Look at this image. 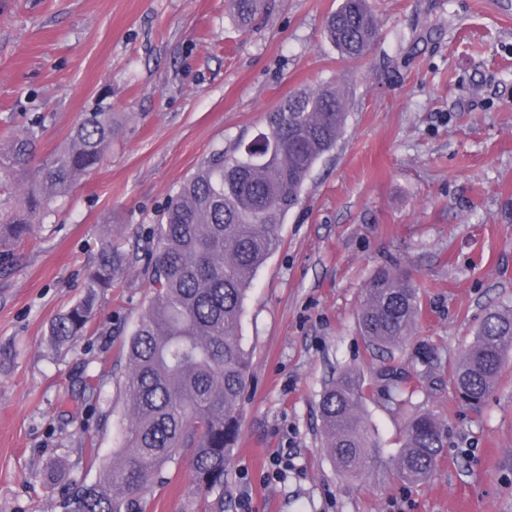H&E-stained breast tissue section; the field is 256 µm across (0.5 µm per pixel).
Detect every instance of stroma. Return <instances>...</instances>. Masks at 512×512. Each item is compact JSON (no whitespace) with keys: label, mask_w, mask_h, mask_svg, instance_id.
Masks as SVG:
<instances>
[{"label":"stroma","mask_w":512,"mask_h":512,"mask_svg":"<svg viewBox=\"0 0 512 512\" xmlns=\"http://www.w3.org/2000/svg\"><path fill=\"white\" fill-rule=\"evenodd\" d=\"M374 47L342 60L324 30L339 0H269L247 29L227 0H0V138L46 118L38 157L80 113L111 105L103 164L0 260V512H55L66 484L98 483L129 424L125 347L153 296L131 269L96 301L74 349L51 322L84 293L101 238L149 247L182 181L217 149L265 128L289 93L333 83L348 102L281 247L256 273L241 323L252 368L224 512H512V351L480 403L454 373L486 313L512 309V0H372ZM411 276L421 302L402 349L362 336L376 269ZM363 382L377 448L368 476L340 474L320 394L343 369ZM399 381L402 402L388 397ZM447 439L430 480L394 459L412 414ZM288 449L292 465L274 475ZM62 465L64 482L46 473ZM187 460L167 464L146 512H201Z\"/></svg>","instance_id":"1"}]
</instances>
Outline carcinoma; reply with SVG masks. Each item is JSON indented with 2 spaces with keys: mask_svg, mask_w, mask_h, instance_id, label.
<instances>
[{
  "mask_svg": "<svg viewBox=\"0 0 512 512\" xmlns=\"http://www.w3.org/2000/svg\"><path fill=\"white\" fill-rule=\"evenodd\" d=\"M246 27L267 0H230ZM328 39L344 60L364 57L378 36L369 0H341L326 22ZM347 120L343 95L330 84L300 88L266 114L268 131L258 160L246 149L217 150L171 198L147 250H123L101 240L88 271L84 298L52 322L55 345L69 347L94 317L97 296L131 267L150 275L155 292L126 346L124 382L130 414L120 449L103 482L68 489L65 512H145V496L165 465L190 453L203 498L224 490V474L239 433L242 395L250 371L240 335L246 292L257 271L281 246L280 228L299 206L303 185L320 159L335 149ZM45 117L0 140V254L54 213L81 178L95 171L112 146V113H82L66 145L34 166ZM419 296L410 277L378 268L366 288L359 328L370 345L393 352L411 335ZM512 350V309L489 311L457 367V389L482 402ZM362 382L354 369L325 387L319 413L336 470L357 477L370 468L375 444L362 414ZM447 447L444 429L429 413L411 417L395 466L418 483L436 475Z\"/></svg>",
  "mask_w": 512,
  "mask_h": 512,
  "instance_id": "cac0c4a2",
  "label": "carcinoma"
}]
</instances>
